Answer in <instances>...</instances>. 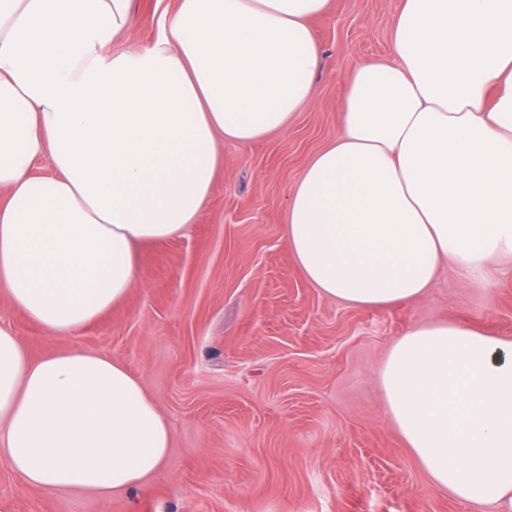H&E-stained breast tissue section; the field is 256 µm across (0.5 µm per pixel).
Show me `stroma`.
<instances>
[{"instance_id": "1", "label": "stroma", "mask_w": 512, "mask_h": 512, "mask_svg": "<svg viewBox=\"0 0 512 512\" xmlns=\"http://www.w3.org/2000/svg\"><path fill=\"white\" fill-rule=\"evenodd\" d=\"M176 0H136L127 46L153 43ZM401 0H330L314 20L323 63L288 130L223 162L196 224L143 247L125 300L65 337L0 296V319L33 357L103 352L140 376L169 419L166 463L105 499L25 485L0 468V512H493L431 489L386 418L378 372L417 324L512 338V265L475 280L442 266L419 300L362 309L322 296L285 240L288 195L340 132L345 78L383 57Z\"/></svg>"}]
</instances>
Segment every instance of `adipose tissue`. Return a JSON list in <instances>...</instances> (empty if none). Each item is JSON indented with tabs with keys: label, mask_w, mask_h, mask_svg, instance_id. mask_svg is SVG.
<instances>
[{
	"label": "adipose tissue",
	"mask_w": 512,
	"mask_h": 512,
	"mask_svg": "<svg viewBox=\"0 0 512 512\" xmlns=\"http://www.w3.org/2000/svg\"><path fill=\"white\" fill-rule=\"evenodd\" d=\"M328 2L177 0L155 42L117 51L134 0H0V295L49 336L122 303L140 248L197 222L219 140L287 130L311 102ZM286 242L356 308L422 298L445 263L467 277L512 259V0H402L388 54L349 72L341 131L288 196ZM379 381L432 487L512 512V339L416 325ZM171 445L122 363L32 358L0 321V464L26 485L104 498Z\"/></svg>",
	"instance_id": "1"
}]
</instances>
